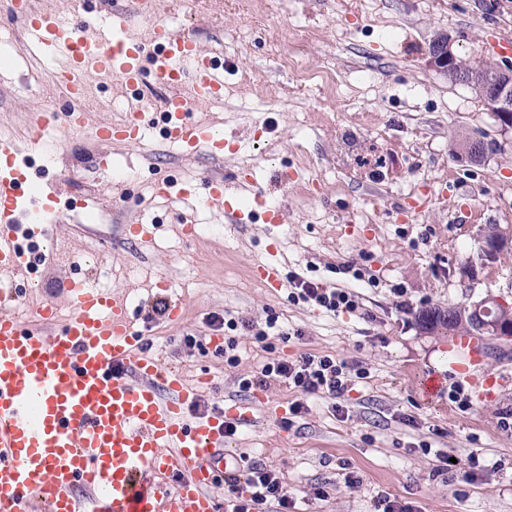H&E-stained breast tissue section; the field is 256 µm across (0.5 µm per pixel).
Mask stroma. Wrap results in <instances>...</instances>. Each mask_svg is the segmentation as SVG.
<instances>
[{"label":"stroma","instance_id":"obj_1","mask_svg":"<svg viewBox=\"0 0 512 512\" xmlns=\"http://www.w3.org/2000/svg\"><path fill=\"white\" fill-rule=\"evenodd\" d=\"M171 25L221 62L223 106L196 109L238 140L215 159L171 154L150 112L145 137L103 145L69 129L56 67L36 52L23 17L6 21L15 39L0 66V136L29 164L34 186L57 185L69 206L48 222L65 245L74 277L124 297L136 328H148L150 355L203 391L200 411L227 400L251 403L253 420L229 440L237 456L265 461L296 496L295 512H374L386 494L419 512H512V387L472 400L467 411L447 389L425 397L424 375L448 370V338L424 323L429 309L465 306L487 294L512 302V242L482 258L484 236L512 235V127L502 128L469 85L429 61L450 35L459 59L510 63L491 43L512 39V0H167ZM52 112L58 149L44 157L28 142L31 124ZM490 145L479 163L462 160L472 138ZM112 168L93 172L96 151ZM293 172L288 186L278 170ZM223 176L244 204L255 192L284 206L286 221L232 224L220 205L170 204L153 183ZM140 183L122 198L126 181ZM156 226L151 244L129 243L126 224ZM203 224L188 238L183 223ZM276 261L284 276L347 288L361 309L333 315L275 291L255 267ZM45 255L25 280L27 305L71 309ZM181 305L176 320L151 316L155 300ZM275 320L269 343L242 330L213 329L211 316ZM237 342L233 355L214 336ZM329 354L366 371L337 414L332 400H308L282 427L275 409L297 394L271 379L258 393L242 380L276 359ZM361 478L344 484L346 471ZM323 485L326 497L312 488Z\"/></svg>","mask_w":512,"mask_h":512}]
</instances>
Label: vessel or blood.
<instances>
[{
    "label": "vessel or blood",
    "mask_w": 512,
    "mask_h": 512,
    "mask_svg": "<svg viewBox=\"0 0 512 512\" xmlns=\"http://www.w3.org/2000/svg\"><path fill=\"white\" fill-rule=\"evenodd\" d=\"M144 8L143 0L113 8L108 39L80 17L32 15L28 29L50 56L66 57L56 83L75 102L90 74L107 73L135 88L152 71L169 90L161 110L183 153L205 146L222 157L223 133L188 112L189 103L208 102L222 90L218 61L162 21L147 42L133 41L128 27ZM144 118L139 112L95 126L75 106L68 124L105 142L134 144ZM15 153L12 142L0 139V267L21 276L50 235L19 206L28 176ZM202 184L206 201L223 205L230 223H240L243 213L223 180L207 177ZM59 285L74 309L59 327L50 302L33 309L29 323L4 314L18 291L0 287V512H216L210 488L218 476L239 474L226 449V426L250 423L249 404L197 412L199 392L143 354V335L131 328L123 301L65 272ZM484 348L476 338H450L448 373L490 393L506 379L481 371Z\"/></svg>",
    "instance_id": "b4317fda"
}]
</instances>
